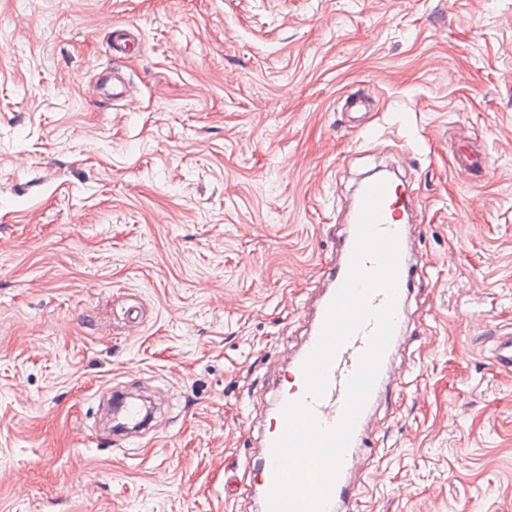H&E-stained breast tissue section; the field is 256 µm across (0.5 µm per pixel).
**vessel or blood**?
Here are the masks:
<instances>
[{
    "mask_svg": "<svg viewBox=\"0 0 512 512\" xmlns=\"http://www.w3.org/2000/svg\"><path fill=\"white\" fill-rule=\"evenodd\" d=\"M111 37L114 58L126 59L136 51L139 36L135 25L114 24ZM373 184V179L367 178L361 180L356 186L354 205L347 216L339 262L328 272L326 287L317 304L313 324L300 351L291 359L274 390V415L261 435L260 456L253 466L257 512H269L268 498L275 483L276 468L273 447L286 428L284 406L289 403L307 404L321 426L336 427L343 417L348 396V380L359 368L368 348L369 336L373 330L372 325L369 324L354 333L336 349L322 396L308 397L304 364L324 330L329 307L337 291L351 272L352 255L358 240L357 225L364 196ZM406 212V196L397 194L394 181H385L384 194L380 202V228L384 232L396 234L399 249L396 298L392 300L395 303L393 334L397 337L401 336L404 330L405 307L416 274L414 259L409 249L410 226ZM485 328L490 343L491 362L499 372L512 374V327L489 322L486 323ZM395 350V345H388L380 358L377 380L367 398V409L361 412L355 423L350 444L330 492L326 512H355L354 507L362 496L364 483L358 480L357 475L364 467L360 449L369 438L368 411L375 407L383 395L392 373Z\"/></svg>",
    "mask_w": 512,
    "mask_h": 512,
    "instance_id": "1",
    "label": "vessel or blood"
}]
</instances>
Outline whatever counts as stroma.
Listing matches in <instances>:
<instances>
[{
    "label": "stroma",
    "mask_w": 512,
    "mask_h": 512,
    "mask_svg": "<svg viewBox=\"0 0 512 512\" xmlns=\"http://www.w3.org/2000/svg\"><path fill=\"white\" fill-rule=\"evenodd\" d=\"M109 20L140 29L130 107L94 92ZM379 165L418 270L361 512H512V376L476 343L512 325V0H0V512H255ZM118 384L162 398L127 447L93 426Z\"/></svg>",
    "instance_id": "1"
}]
</instances>
